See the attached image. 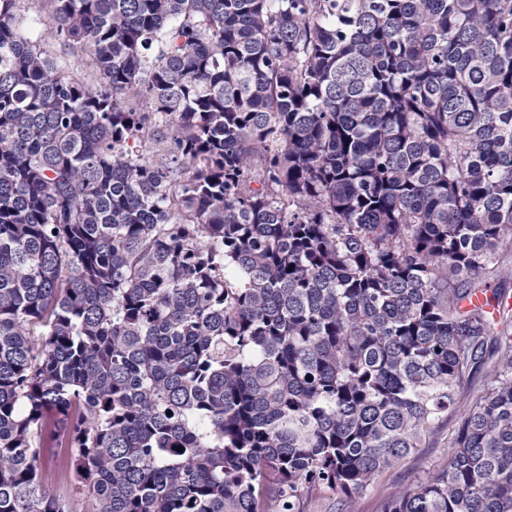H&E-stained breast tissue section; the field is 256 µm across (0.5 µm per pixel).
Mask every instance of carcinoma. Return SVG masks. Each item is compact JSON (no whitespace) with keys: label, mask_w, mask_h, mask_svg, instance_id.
Here are the masks:
<instances>
[{"label":"carcinoma","mask_w":512,"mask_h":512,"mask_svg":"<svg viewBox=\"0 0 512 512\" xmlns=\"http://www.w3.org/2000/svg\"><path fill=\"white\" fill-rule=\"evenodd\" d=\"M0 0V512H512V0ZM50 28L97 81L30 36ZM488 283V287L486 288L488 290H479L470 299H466L462 305L465 308L472 306L481 307L490 317L496 319L500 302L505 303L507 301L506 298H511L510 303L512 305V280L502 283L503 287L500 286L501 283L499 284L497 280H488ZM498 287L503 288V296L506 298L495 294V292L491 290ZM489 360L473 375L469 384L459 388L457 392V406L448 413V421L441 422L438 433L427 439L421 448L391 468L381 472L373 481L369 489L361 496L351 500L348 505L341 501L336 492L326 487H314L305 490L300 501L303 512H378L381 500L390 493L414 486L426 477L436 474L446 468L452 458L453 449L448 448V440L468 410L470 391H477L486 384L494 361ZM58 453L42 464V473L46 483L54 491L64 495L71 512H89L91 505L84 495H81L73 484L60 483V474L71 468L69 448H57Z\"/></svg>","instance_id":"cac0c4a2"}]
</instances>
